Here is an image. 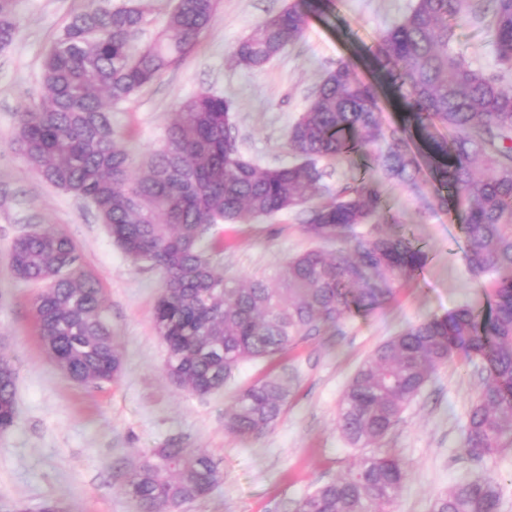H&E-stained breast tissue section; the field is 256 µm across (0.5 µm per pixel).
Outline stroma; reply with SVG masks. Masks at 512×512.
<instances>
[{
	"label": "stroma",
	"mask_w": 512,
	"mask_h": 512,
	"mask_svg": "<svg viewBox=\"0 0 512 512\" xmlns=\"http://www.w3.org/2000/svg\"><path fill=\"white\" fill-rule=\"evenodd\" d=\"M414 0H333L312 14L303 38L263 68L233 65L229 52L288 0H220L212 28L178 64L130 100L112 109V125L136 153L164 138L177 99L200 90L233 104V125L244 157L261 167L290 163V127L325 73L342 59L379 86L380 120L406 124L401 102L384 86L367 49L397 22ZM85 0H17L19 33L0 49V353L16 373L17 412L0 431V512H40L50 500L70 512H137L125 495L127 472L158 448L177 444L207 450L223 473L208 495L185 512H294L297 500L342 475L361 448L347 445L336 427L341 395L361 363L410 324L467 308L485 313L493 300L491 278L474 275L465 260L460 215L428 208L439 183L423 171L418 187L382 180L369 157L355 155L327 169L325 183L370 177L400 224L427 254L423 269L396 285L392 296L336 328L298 340L271 361L250 362L223 388L205 396L179 389L164 374L166 349L152 311L159 273L133 263L113 243L95 211L82 199L43 182L13 145L18 114L41 96L40 73L56 35ZM457 51L485 71L496 69L487 24L465 22ZM43 224L55 225L76 244L82 269L103 290L112 336L123 354L120 377L102 385L71 380L45 355L33 302L42 286L15 278L8 266L14 239ZM211 254L225 276L272 278L291 256L316 247L296 213L214 228ZM287 375L290 393L275 424L239 438L224 429V414L243 389L269 376ZM481 373L456 352L379 442L410 466L411 478L395 512H428L429 500L463 480L496 474L500 512H512V447L492 460L463 451L467 412Z\"/></svg>",
	"instance_id": "35a3bbf8"
}]
</instances>
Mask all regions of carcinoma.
Here are the masks:
<instances>
[{
  "label": "carcinoma",
  "mask_w": 512,
  "mask_h": 512,
  "mask_svg": "<svg viewBox=\"0 0 512 512\" xmlns=\"http://www.w3.org/2000/svg\"><path fill=\"white\" fill-rule=\"evenodd\" d=\"M15 2L0 0L1 49L18 32ZM217 9L218 0H177L164 32L140 45L148 0H86L44 57L40 101L19 113V152L41 180L92 206L131 261L160 272L153 324L175 357L165 373L199 396L223 388L241 363L276 358L298 339L377 307L424 267L426 253L410 237L382 229L400 216L386 211L378 185L362 177L328 196L321 161L375 148V166L403 185L432 169L446 189L438 205L464 212L469 268L494 277L493 303L483 318L462 309L384 342L345 387L337 427L352 447L380 442L460 350L486 369L464 450L493 459L512 439V87L503 81L512 71V0H416L368 48L427 145L424 154L409 150L406 127L383 126L377 86L340 60L288 131L293 163L260 168L247 160L232 133L231 104L206 90L176 102L163 142L137 161L112 127V106L190 53ZM314 9V0H292L232 47L231 62L262 67L303 37ZM487 16L497 73L472 67L454 49L459 20ZM287 211L302 216L310 237L352 247L310 249L288 258L271 280H238L224 277L202 246L217 224ZM358 226L367 231L355 235ZM11 255L16 278L43 285L34 302L37 332L59 369L81 384L118 378L123 356L104 295L81 270L73 240L44 224L17 237ZM287 399L284 376L251 385L234 398L224 428L240 438L262 433ZM15 403V371L0 356L1 431L13 425ZM409 478L396 455L363 457L299 499L295 512H384ZM221 480L207 452L171 445L144 458L124 491L139 512H161ZM500 497L490 474L433 496L429 512H498Z\"/></svg>",
  "instance_id": "1"
}]
</instances>
